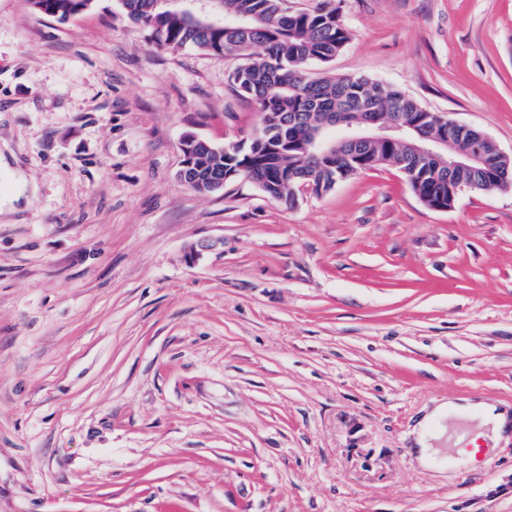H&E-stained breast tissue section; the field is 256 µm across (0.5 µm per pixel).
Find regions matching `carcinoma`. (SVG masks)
Segmentation results:
<instances>
[{"label":"carcinoma","mask_w":512,"mask_h":512,"mask_svg":"<svg viewBox=\"0 0 512 512\" xmlns=\"http://www.w3.org/2000/svg\"><path fill=\"white\" fill-rule=\"evenodd\" d=\"M34 11L63 23L78 6L96 0H29ZM170 0H121L131 22L150 33L160 48L201 50L241 59L230 73V86L250 99L259 112L258 127L272 131L227 151H200L192 141L181 149L194 188L208 192L216 176L230 182L252 181L268 198L288 202L291 188L303 182L316 193L336 187L339 173L391 166L411 190L434 210L451 208L459 181L473 191L493 192L512 184V156L488 148L485 162L460 171L454 161L440 171L418 158L411 142L378 141L362 146L350 160L330 159L309 146L304 121L323 122L334 112L349 121L360 112H388L400 122L418 123L425 133L444 125L404 91L363 76L336 75L328 66L350 40L339 9L323 2L309 12H290L285 0H220L223 28L202 27L194 15Z\"/></svg>","instance_id":"1"}]
</instances>
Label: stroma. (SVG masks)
Segmentation results:
<instances>
[{
  "instance_id": "obj_1",
  "label": "stroma",
  "mask_w": 512,
  "mask_h": 512,
  "mask_svg": "<svg viewBox=\"0 0 512 512\" xmlns=\"http://www.w3.org/2000/svg\"><path fill=\"white\" fill-rule=\"evenodd\" d=\"M339 12L335 74L512 154V0ZM236 64L120 0H0V512H512V438L476 467L413 448L439 402L512 411V188L434 210L387 166L291 206L198 193L184 133L258 123ZM34 11L40 14L48 15L63 23L71 16L72 12L78 6H86L83 13L92 10L95 7L96 0H29Z\"/></svg>"
}]
</instances>
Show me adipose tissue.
Here are the masks:
<instances>
[{"mask_svg":"<svg viewBox=\"0 0 512 512\" xmlns=\"http://www.w3.org/2000/svg\"><path fill=\"white\" fill-rule=\"evenodd\" d=\"M455 420L477 424L474 431L457 435L456 442L460 445L476 443L480 438L491 443L497 442L512 426V419L487 401L450 400L441 403L418 425L415 444L419 458L425 459L432 455L434 444L444 439L447 423Z\"/></svg>","mask_w":512,"mask_h":512,"instance_id":"ef3b65f1","label":"adipose tissue"}]
</instances>
